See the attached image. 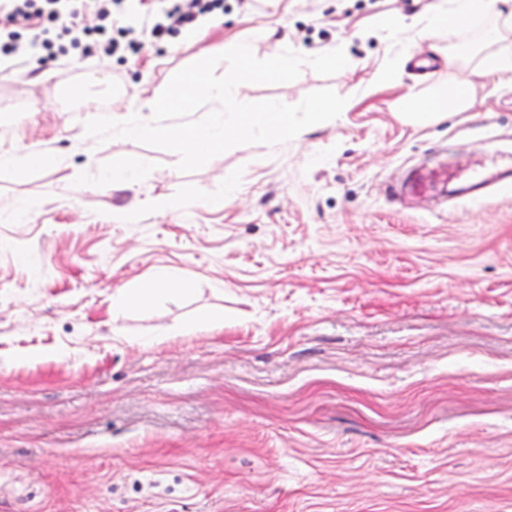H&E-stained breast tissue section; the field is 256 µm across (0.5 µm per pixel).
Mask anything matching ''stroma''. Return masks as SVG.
Here are the masks:
<instances>
[{
    "label": "stroma",
    "instance_id": "1",
    "mask_svg": "<svg viewBox=\"0 0 512 512\" xmlns=\"http://www.w3.org/2000/svg\"><path fill=\"white\" fill-rule=\"evenodd\" d=\"M428 2L224 0L204 36L137 55L0 58V155L55 158L0 168V512H512V190L466 191L512 141V86L402 118L441 58L403 61L378 21ZM260 16L348 64L246 84L248 102L329 88L346 112L188 174L85 136L150 119L147 88L213 46L268 58ZM434 166L448 181L415 194ZM162 268L174 281L113 313ZM51 161L49 155L42 152L29 151L26 153H14L12 155H0V164L19 169L43 166Z\"/></svg>",
    "mask_w": 512,
    "mask_h": 512
}]
</instances>
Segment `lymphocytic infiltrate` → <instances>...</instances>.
<instances>
[{
	"mask_svg": "<svg viewBox=\"0 0 512 512\" xmlns=\"http://www.w3.org/2000/svg\"><path fill=\"white\" fill-rule=\"evenodd\" d=\"M121 0H0V52L15 58L38 51L55 59L80 52L94 58L117 52H140L141 35L157 42L193 28L202 15L223 9L224 0H156L154 10L142 13L136 26L125 25L115 7ZM91 12L97 23L78 24L80 13Z\"/></svg>",
	"mask_w": 512,
	"mask_h": 512,
	"instance_id": "1",
	"label": "lymphocytic infiltrate"
}]
</instances>
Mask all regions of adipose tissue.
I'll use <instances>...</instances> for the list:
<instances>
[{"label": "adipose tissue", "mask_w": 512, "mask_h": 512, "mask_svg": "<svg viewBox=\"0 0 512 512\" xmlns=\"http://www.w3.org/2000/svg\"><path fill=\"white\" fill-rule=\"evenodd\" d=\"M479 20L482 29L469 40H457L462 25ZM408 43L422 42L439 51L445 69L435 77L426 96L407 94L399 111L417 123L446 119L468 111L475 81L497 77L512 84V0H431L428 7L402 23Z\"/></svg>", "instance_id": "1"}]
</instances>
